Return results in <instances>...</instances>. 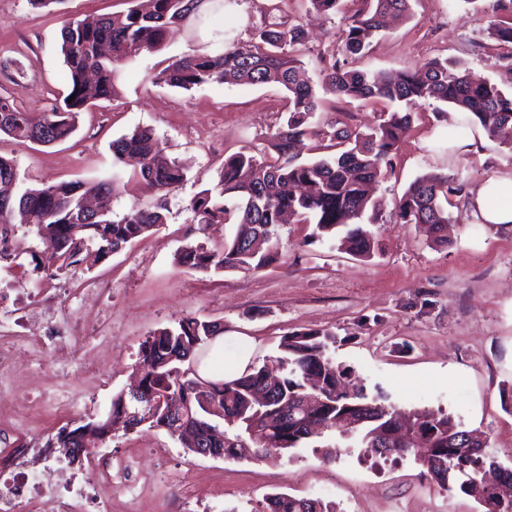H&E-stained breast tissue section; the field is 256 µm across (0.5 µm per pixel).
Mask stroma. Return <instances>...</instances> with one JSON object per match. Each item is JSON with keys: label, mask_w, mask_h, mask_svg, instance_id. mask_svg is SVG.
Masks as SVG:
<instances>
[{"label": "stroma", "mask_w": 512, "mask_h": 512, "mask_svg": "<svg viewBox=\"0 0 512 512\" xmlns=\"http://www.w3.org/2000/svg\"><path fill=\"white\" fill-rule=\"evenodd\" d=\"M407 19L390 22L371 52L355 67L397 72L433 58L462 63L477 82L512 87V58H502L492 21H511L498 0H411ZM127 0H57L47 8L29 0H0V96L21 110H50L68 91L60 30L70 17L93 20L124 12ZM327 19L305 12L301 0H232L207 7L200 20L172 26L163 45L119 66L112 101L77 118L76 131L53 145L0 135V155L14 159L25 185L112 176V140L147 127L183 163L188 178L167 195L165 226L100 262L91 271L48 278L35 269L42 245L29 224L17 227L14 262L0 265L9 285L24 291L67 289L78 297L89 278L108 288L99 303L84 305V321L109 320L110 348L99 367L104 383L72 380L75 400L66 418L52 413L58 390L37 391L45 415L26 442L39 448L65 425L102 414L113 395L127 389L141 342L154 329L183 316L223 322L225 356L239 353L251 364L273 365L282 336L330 330L331 354L353 370L369 392L380 391L401 413L442 409L480 430L488 446L512 466V226L471 223L467 197L488 177L512 172V146L489 138L466 153L448 151V115L436 102L417 106L373 197L371 229L379 250L368 260L337 251L333 242L308 243L313 227L277 229L280 259L251 273H205L179 268L174 255L184 238L210 246L231 238V224L196 223L190 200L215 188L226 154L264 146L284 116L276 84H204L186 91L151 81L171 60L213 52L231 37L246 42L272 20L303 24L307 52L301 61L319 75L320 56L342 48L343 14ZM316 119L359 130L379 117L373 107L321 93ZM440 172L456 187L447 208L454 222L448 244L431 246L422 227L396 221V206L418 176ZM19 388L0 393V445L8 446L13 417L37 375L24 355L16 357ZM127 461L142 491L144 512H263L266 496L335 502L337 512H481L471 497L441 491L409 459L361 460L347 448L302 449L298 458L224 460L188 452L165 431L116 432L72 465L92 475L98 459Z\"/></svg>", "instance_id": "35a3bbf8"}]
</instances>
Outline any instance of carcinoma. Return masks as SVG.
Masks as SVG:
<instances>
[{"instance_id": "obj_1", "label": "carcinoma", "mask_w": 512, "mask_h": 512, "mask_svg": "<svg viewBox=\"0 0 512 512\" xmlns=\"http://www.w3.org/2000/svg\"><path fill=\"white\" fill-rule=\"evenodd\" d=\"M201 0H146L127 12L103 17L90 25L74 17L61 28V53L69 74V91L62 104L48 112H27L0 97V133L22 142L51 145L67 139L76 118L87 107L112 98L118 65L162 45L171 25L189 18ZM359 4L346 17L343 51L352 57L365 53L388 15L407 16L410 0H352ZM492 35L512 46V22L495 23ZM301 26L273 21L241 42L224 40L216 54L182 57L152 76L155 84L190 90L209 83L280 84L286 91L285 119L256 153L224 157L217 192L207 189L191 200L198 224H233V237L219 246L187 242L175 255L176 264L201 272H254L279 260L276 229L285 215L314 225L311 242L340 238V246L355 258L368 259L378 249L372 232L360 220L370 202L369 188L383 176V166L396 153L410 124L411 107L434 101L466 113L448 139L477 126L490 139L512 130V92L497 85L472 82L465 69L434 58L394 76L334 62L322 86L339 99L380 108L381 119L368 133L348 126L318 129L312 119L318 110L314 82L291 50L303 45ZM75 96L70 101L68 97ZM310 135L329 141L334 152L306 162L292 154L296 140ZM154 132L137 127L112 141L113 164L131 169L154 194L163 197L187 179V170L164 154ZM456 192L448 177L429 173L415 179L402 195L397 211L401 224H424L436 246L447 244L450 222L441 198ZM112 195V183L78 180L46 182L30 187L19 177L17 163L0 156V263L15 256L13 216L22 214L36 225L46 245L36 267L51 276L94 265L167 223L168 208L160 201L131 208L114 220L103 208L86 215L85 200ZM224 333L220 323L187 315L177 326L156 329L141 343L136 373L151 397L171 388L189 398L180 422L195 437L197 448L221 459L261 457L271 450L290 453L334 430L359 449L358 456H414L426 475L446 492L470 494L481 489L488 499L512 510V473L487 476L501 466L485 450L487 442L454 416L443 411L415 413L407 423L395 418L385 396L367 394L353 371L329 354L333 333L311 330L288 334L279 344V363L286 374L272 378L265 368L250 366L242 376L204 380L193 368L211 355L213 336ZM129 394L112 396V415L92 419L71 429L64 426L49 440L51 448H70L75 431L94 437L97 445L109 430H118L128 412ZM227 429H220L219 421ZM162 429L181 438L165 409L143 413L133 427ZM287 493L267 499L266 512H298Z\"/></svg>"}]
</instances>
